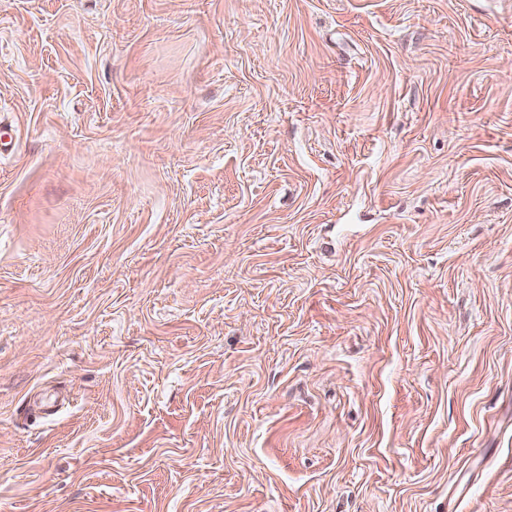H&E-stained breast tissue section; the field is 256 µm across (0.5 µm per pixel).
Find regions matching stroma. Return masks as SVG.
<instances>
[{"mask_svg":"<svg viewBox=\"0 0 512 512\" xmlns=\"http://www.w3.org/2000/svg\"><path fill=\"white\" fill-rule=\"evenodd\" d=\"M0 512H512V0H0Z\"/></svg>","mask_w":512,"mask_h":512,"instance_id":"1","label":"stroma"}]
</instances>
